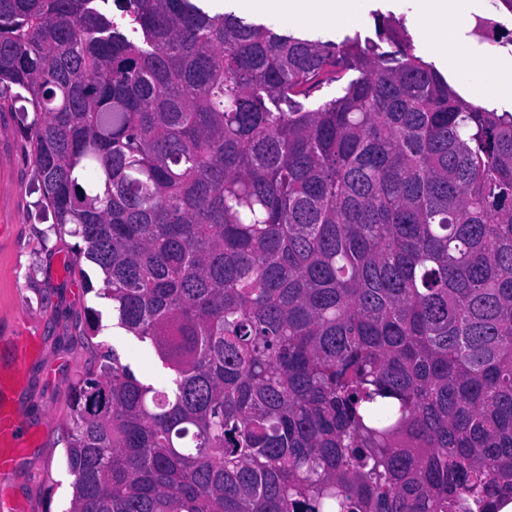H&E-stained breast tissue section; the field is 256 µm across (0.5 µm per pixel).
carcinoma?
<instances>
[{
  "instance_id": "1",
  "label": "carcinoma",
  "mask_w": 512,
  "mask_h": 512,
  "mask_svg": "<svg viewBox=\"0 0 512 512\" xmlns=\"http://www.w3.org/2000/svg\"><path fill=\"white\" fill-rule=\"evenodd\" d=\"M376 29L391 50L205 0H0L50 231L170 371L112 347L73 383L66 512L512 501V112Z\"/></svg>"
}]
</instances>
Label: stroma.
<instances>
[{
	"label": "stroma",
	"instance_id": "35a3bbf8",
	"mask_svg": "<svg viewBox=\"0 0 512 512\" xmlns=\"http://www.w3.org/2000/svg\"><path fill=\"white\" fill-rule=\"evenodd\" d=\"M406 26L416 55L445 74L453 89L461 83L448 70V59L422 34L413 0H366L362 22L339 25L324 21L287 23L275 16L247 13L251 22L274 25L284 32L335 42L347 37L375 39L376 17ZM490 17L497 23L494 38L480 33L476 22ZM460 35L474 52L512 56V12L495 0H473ZM32 149L20 133L14 113L0 114V336L31 332L39 336L36 356H21L13 364L18 376L14 401L36 436L34 446L19 456L11 475L0 483L29 512H65L72 496L62 441L70 385L106 348H116L135 375L146 380L165 377L166 369L148 343L112 324V302L98 297L100 269L87 259H75V237L54 235L40 216L33 191ZM96 319L90 332L87 321Z\"/></svg>",
	"mask_w": 512,
	"mask_h": 512
}]
</instances>
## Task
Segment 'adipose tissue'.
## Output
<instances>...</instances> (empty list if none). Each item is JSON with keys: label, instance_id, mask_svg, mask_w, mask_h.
Here are the masks:
<instances>
[{"label": "adipose tissue", "instance_id": "ef3b65f1", "mask_svg": "<svg viewBox=\"0 0 512 512\" xmlns=\"http://www.w3.org/2000/svg\"><path fill=\"white\" fill-rule=\"evenodd\" d=\"M415 12L435 49L465 83L466 94L478 101L512 96V58L478 54L459 36L471 0H414ZM247 11H261L288 22L327 21L345 24L362 18L363 0H241Z\"/></svg>", "mask_w": 512, "mask_h": 512}]
</instances>
